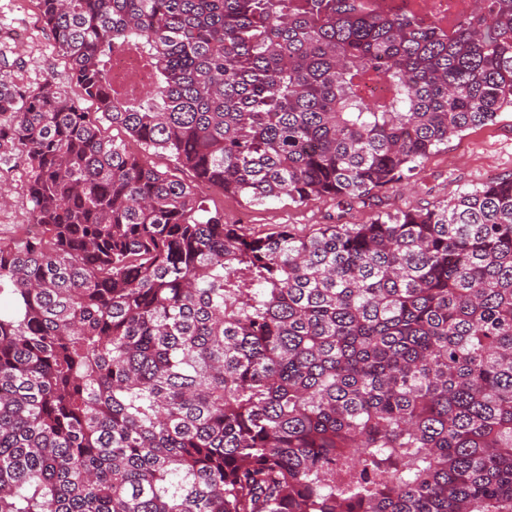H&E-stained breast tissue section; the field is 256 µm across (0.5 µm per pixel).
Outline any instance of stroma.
<instances>
[{"label":"stroma","instance_id":"1","mask_svg":"<svg viewBox=\"0 0 512 512\" xmlns=\"http://www.w3.org/2000/svg\"><path fill=\"white\" fill-rule=\"evenodd\" d=\"M0 29L14 33V41L0 42V55L14 62L19 84L35 87L46 73H55L63 89L75 92V80L35 0H0ZM512 173V112L500 113L495 122L474 127L449 139L430 155L418 175L409 182L386 185L372 192L366 204L346 206L324 197L305 202L285 198L263 203L246 197H227L210 190V206L224 211L228 224L243 225L248 232L266 236L290 225L295 233L308 235L325 224H364L379 213H397L411 208H433L455 193L473 189ZM0 184L10 196L0 209V240L14 238L20 225L28 223L30 203L22 169L0 164Z\"/></svg>","mask_w":512,"mask_h":512}]
</instances>
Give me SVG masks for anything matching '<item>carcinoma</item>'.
<instances>
[{
    "mask_svg": "<svg viewBox=\"0 0 512 512\" xmlns=\"http://www.w3.org/2000/svg\"><path fill=\"white\" fill-rule=\"evenodd\" d=\"M37 6L77 93L0 59L39 227L0 242V512H512V175L308 236L199 191L413 178L512 111V0L446 30L374 0ZM137 67L136 56L132 52L112 54V77L114 80L131 77Z\"/></svg>",
    "mask_w": 512,
    "mask_h": 512,
    "instance_id": "obj_1",
    "label": "carcinoma"
}]
</instances>
